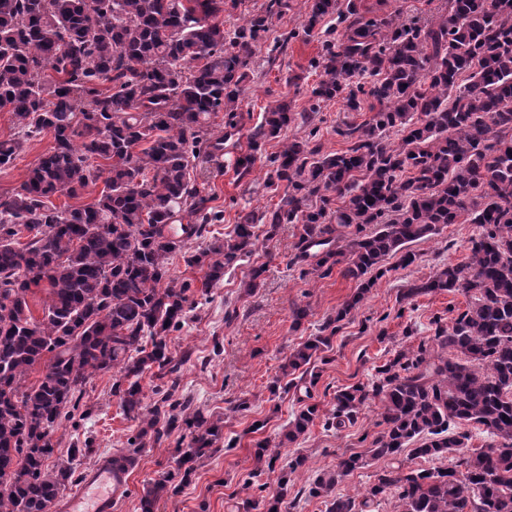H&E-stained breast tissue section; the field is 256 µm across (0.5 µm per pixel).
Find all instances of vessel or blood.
<instances>
[{"instance_id": "vessel-or-blood-1", "label": "vessel or blood", "mask_w": 512, "mask_h": 512, "mask_svg": "<svg viewBox=\"0 0 512 512\" xmlns=\"http://www.w3.org/2000/svg\"><path fill=\"white\" fill-rule=\"evenodd\" d=\"M129 492V474L116 470L111 457H103L84 475L81 485L67 498L66 512H114Z\"/></svg>"}]
</instances>
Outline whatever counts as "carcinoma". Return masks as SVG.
<instances>
[{
	"label": "carcinoma",
	"mask_w": 512,
	"mask_h": 512,
	"mask_svg": "<svg viewBox=\"0 0 512 512\" xmlns=\"http://www.w3.org/2000/svg\"><path fill=\"white\" fill-rule=\"evenodd\" d=\"M224 6L0 0V109L12 112L18 128V137L0 141V170L31 138L49 133L54 140L20 186L0 195V479H10L0 512H48L76 482L80 449L50 469V435L66 408H78L97 371H112V394L141 424L136 447L113 461L134 462L138 449L176 428L197 430L176 466L144 486L141 512L179 493L193 464L214 451L222 421L190 414L189 401L175 398L181 363L169 354L168 336L192 305L191 283L170 273L174 255L203 270V286L213 288L253 255L255 224L268 239L293 224V263L314 260L320 278L340 265L359 282L270 386L274 395L306 382L310 399L318 373L304 367L330 347L339 322L384 274V262L397 255L403 266L414 263L410 244L462 218L479 228L470 255L410 284L402 298L460 291L469 297L466 309L450 326L435 318L430 341L397 352L371 382L338 392L324 417L325 428H343L377 399L384 429L374 458L394 460L412 444V455L451 454L454 466L391 465L360 495L334 499L328 512H372L392 487L400 512H512V0H448V14L423 26L394 16L367 20L354 0L343 8L338 0H302L305 35L333 15L343 26L342 38L324 40L314 63L321 73L310 111L340 97L358 112L365 94L380 109L338 131L348 143L341 153L310 146L315 129L282 144L266 158L264 180L271 192L285 186L278 203L241 217L233 234L208 238L206 225L218 215L198 180L237 128L249 64L271 15L288 9V0H270L266 13L231 31L218 21ZM215 112L226 117L219 138L208 125ZM308 120L285 103L264 112L239 175L251 173L265 143ZM99 180L105 190L90 205L51 201ZM335 197L342 205L333 210ZM367 224L373 231L364 235ZM44 281L37 320L27 296ZM42 363L43 377L26 385ZM298 370L299 381L281 383ZM146 373L163 381L152 405L140 384ZM318 416V405H304L289 421L288 440L305 435ZM461 425L483 428L493 442L470 450L467 434L450 431ZM258 448L257 462L273 468L279 447L265 440ZM304 462L297 457L281 472L280 494L248 505L282 512L291 473ZM361 466L359 455L341 459L308 494L329 495Z\"/></svg>",
	"instance_id": "carcinoma-1"
}]
</instances>
